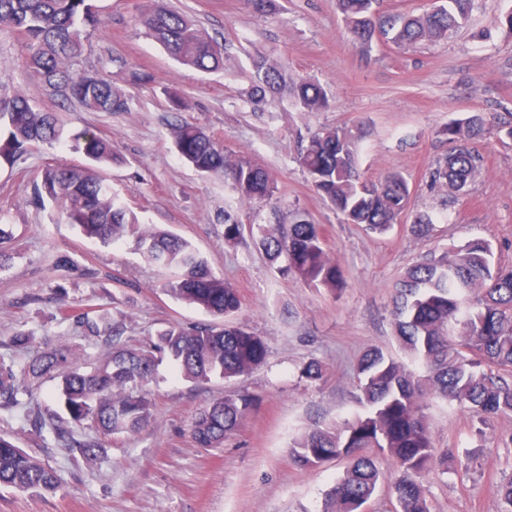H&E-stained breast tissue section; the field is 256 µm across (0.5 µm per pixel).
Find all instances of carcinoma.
Segmentation results:
<instances>
[{
	"label": "carcinoma",
	"instance_id": "cac0c4a2",
	"mask_svg": "<svg viewBox=\"0 0 512 512\" xmlns=\"http://www.w3.org/2000/svg\"><path fill=\"white\" fill-rule=\"evenodd\" d=\"M379 4L380 0H336L351 40L364 48L375 40L403 46L447 38L469 23L474 0H436L418 15L387 13ZM244 5L262 19L274 3L244 0ZM140 22L179 65L201 72L223 68L222 48L188 17L148 4ZM98 24L92 0H0V30L10 29L23 38L27 70L54 95L73 99L89 112H124L125 94L102 73L79 67L87 28ZM253 69V101L261 103L267 94L285 89L307 112L327 108L320 84H289L283 68L262 56L254 59ZM501 132L512 139V113L506 121L494 113H475L448 123V153L437 161L434 181L464 190L477 170L471 143ZM63 135L57 115L40 109L24 92L0 97L1 154L14 156L34 143H60ZM172 137L185 162L200 173L224 176L242 204L277 200L273 176L247 153L232 157L219 141L184 122L172 124ZM358 140L350 129H321L308 138L298 161L316 193L346 223L383 234L407 207L409 186L396 172L374 181L366 178L358 167ZM72 147L90 165L44 169L35 187L37 200L61 206L71 223L104 244L133 237L148 261L173 272L167 291L203 308L218 322L187 328L171 324L158 333L156 343L136 348L122 341L121 330L110 318L86 314L81 322L112 347L111 355L90 370L83 369L66 346L38 353L18 373L1 363L0 409L19 406L22 396L32 395V386L53 378L72 423L90 425L107 436L132 435L150 420L151 384L160 356L173 361L183 380L201 386L250 372L264 362L267 344L227 321L240 307L238 290L216 276L189 241L157 227L141 229L137 215L103 176L118 161L112 141L88 130L72 138ZM432 230V218L424 214L409 225L420 238ZM255 242L271 262L285 259V272L307 285L334 296L342 291L343 272L329 257L319 225L301 218L285 231L260 225ZM393 321L400 347L420 371L407 370L377 347L367 348L356 367L361 412L317 427L291 445L293 461L305 469L335 459L346 462L326 493V512H361L380 481L378 456L400 472L392 489L395 512H430L423 477L448 473L453 460L433 444L426 416L429 400L455 404L479 423L512 416V265L494 260L489 241L453 244L409 267L395 286ZM256 405L246 392L213 401L193 419L192 439L200 448L219 447ZM26 422L35 435L50 430L57 445L76 450L85 461L98 456V441L75 438L69 426L53 418L33 413ZM0 486L52 493L58 477L0 436Z\"/></svg>",
	"mask_w": 512,
	"mask_h": 512
}]
</instances>
